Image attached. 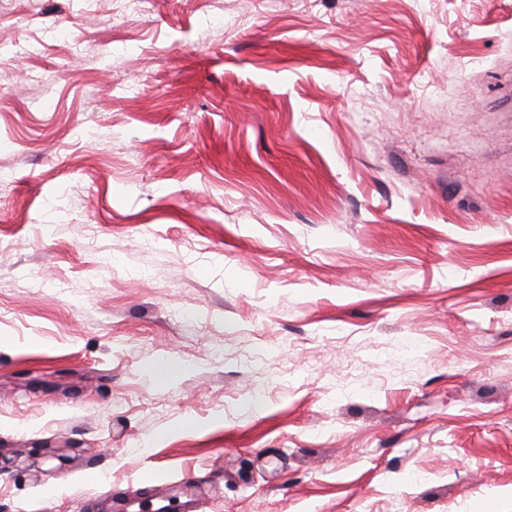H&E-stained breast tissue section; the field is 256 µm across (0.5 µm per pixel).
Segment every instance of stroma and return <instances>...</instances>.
Masks as SVG:
<instances>
[{"mask_svg": "<svg viewBox=\"0 0 512 512\" xmlns=\"http://www.w3.org/2000/svg\"><path fill=\"white\" fill-rule=\"evenodd\" d=\"M0 39V512H512V0Z\"/></svg>", "mask_w": 512, "mask_h": 512, "instance_id": "35a3bbf8", "label": "stroma"}]
</instances>
